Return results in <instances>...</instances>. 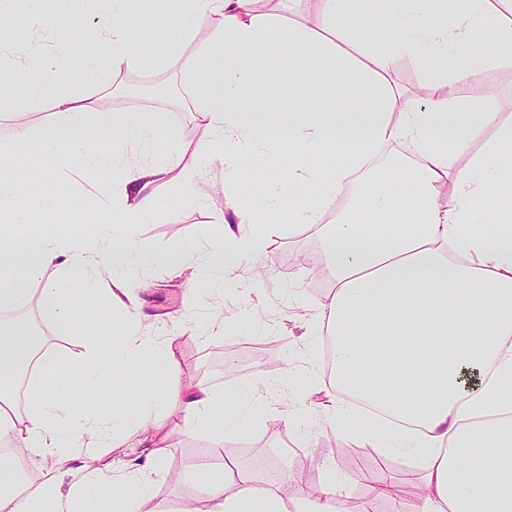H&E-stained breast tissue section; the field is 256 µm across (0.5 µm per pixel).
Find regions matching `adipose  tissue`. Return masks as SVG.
<instances>
[{
	"label": "adipose tissue",
	"instance_id": "adipose-tissue-1",
	"mask_svg": "<svg viewBox=\"0 0 512 512\" xmlns=\"http://www.w3.org/2000/svg\"><path fill=\"white\" fill-rule=\"evenodd\" d=\"M283 0H189L180 23L186 38H200L196 56L182 58L184 88L200 120L196 142L181 146L167 165L128 163L112 184V217L90 225L79 237L60 242L29 236L23 255L12 238L25 221L16 204L19 185L0 175V268L24 258L27 277L44 281L45 317L66 327L76 318L77 292L102 297L110 308L133 314L139 307L140 281L117 274L135 257L131 229L155 203L154 184L178 182L200 172L206 158L220 160L231 187L246 186L241 162L258 143L285 133L296 148L285 158L287 194L272 204L287 209L290 223L314 229L321 241L317 262L328 295L313 318L319 335L331 339L333 382L325 390L328 421L344 414V399L357 397L403 421L401 434L384 426L362 438L415 458L422 471L417 512H512V207L489 211L486 201L512 178V122L501 119V104L486 91L462 99L458 85L495 64L473 39L474 31L495 25L502 43L512 45V0H468L462 10H444L443 23L424 20L426 0H385L406 24L404 36L376 32L370 48L356 50L352 31L343 23L350 0H323L320 21L308 24L288 17ZM101 41L113 71L140 65L128 19L127 0H112L101 24L88 30ZM277 35L284 50L306 59L296 79L341 77L361 88L363 100L343 111L301 106L290 112L255 110L247 97L262 71L252 48ZM224 54V70L213 93L201 90L199 62L215 50ZM27 61V75L16 92L39 99L54 87L52 104L63 118L45 145L61 165L104 166L112 156L94 149L100 135L116 141L128 134L160 142L167 133L161 118L130 108L96 111L87 97L63 86L64 73L49 55L13 49L0 20V67L13 58ZM425 66L423 95H409L388 75L399 58ZM452 129V149L440 147L438 131ZM358 141V149L340 162L324 164L321 148L329 142ZM406 142L412 154L414 190L401 198L387 179L370 180L360 207L324 222L326 203L344 193L355 176L391 142ZM472 149L466 170H455L453 152ZM324 178H317L320 165ZM452 194H444L445 186ZM372 221L365 224L361 213ZM266 228L255 213L233 211L224 236L211 248L187 249L173 258L175 272L192 269L189 292L207 282L221 289L239 278L245 266L266 252ZM24 284L0 283V402L11 394L3 385L32 359L31 339L8 313L23 306ZM161 351L159 363L142 362L143 354ZM124 362L145 380L179 373L174 337H155L129 324L123 338L106 347L91 346L71 373L51 385L27 388L25 407L0 427V471L14 467V456L28 453L43 462L38 479L13 484L0 493V512H99L110 501L113 512H137L139 498L163 473L165 454L161 422L152 409L162 406L186 425L209 433L213 445L245 430L249 423L239 402L198 382L150 392L131 428L149 434L146 465L116 474L96 466L95 449L108 448L115 424L105 416L83 413L68 402L80 384L103 379L113 361ZM72 463V485L61 491L59 468ZM325 479L317 495L284 504L274 486H256L236 464L201 478L202 495L211 512H344L342 489L350 479L324 464Z\"/></svg>",
	"mask_w": 512,
	"mask_h": 512
}]
</instances>
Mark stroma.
<instances>
[{"label": "stroma", "instance_id": "35a3bbf8", "mask_svg": "<svg viewBox=\"0 0 512 512\" xmlns=\"http://www.w3.org/2000/svg\"><path fill=\"white\" fill-rule=\"evenodd\" d=\"M182 7L181 0H129L135 47L149 62L116 73L105 48L80 36L83 29L105 20L111 10L109 0H49L37 28L31 24L29 0H0V14L10 20L17 48L30 46L37 33H44V49L61 59L70 91L87 96L103 112L135 106L149 114H162L168 142L158 150L148 144L142 147L147 160L162 164L168 163L181 145L200 136L192 100L182 89L180 64L167 57L175 42L181 43L184 56L197 51V40L184 38L177 24ZM254 52L264 61L263 77L250 96L256 108L286 112L303 102L340 111L359 95L357 89L338 81L296 84L295 74L304 67L305 59L286 54L278 38L260 42ZM15 87L14 78L0 77V157L20 153L28 167L43 170L40 191L48 198L47 203L32 208L27 195L19 196L17 203L27 214L16 233L70 239L107 211L118 173L112 167H56L44 151L43 139L47 129L60 122V115L53 112L46 96L17 105ZM20 118L26 121L30 135L22 145L13 135ZM292 147L284 138L255 153L251 158L256 168L253 188L244 194L225 189L224 166L218 161L207 163L203 175L158 185L154 211L135 227L139 252L127 274L149 283L140 294L138 319L150 335L176 337L181 379L203 381L243 403L252 401L263 382H288L287 390L270 395L266 412L258 414L247 432L226 439L223 449L214 452L209 449L207 434L179 426L166 410H159V417L171 429L164 461L167 475L151 483L139 501L140 512H178L182 502L201 495L199 483L184 481L183 473L201 474L209 465L219 466L227 459L245 467L253 453L289 454L290 472L278 488L286 502L295 498L296 475L308 463L317 467L330 463L337 473L351 476L343 495L356 510L365 507L369 512H403L419 501L420 472L414 464L364 443L355 420L325 422L317 407L320 396L313 393L312 383L325 369L307 368L304 342L312 329L307 324L296 326L292 304V296L300 288L311 303L327 296L325 283L309 281L305 270L320 248L315 235L302 227H290L287 211L265 213L266 223L273 227L266 264L247 270L243 281L226 282L222 295L214 298L205 312L193 307L182 278L170 275L163 263L164 257L184 248L194 245L202 249L219 239L224 220L231 215L230 204L258 208L272 187L286 188L283 158ZM219 315L224 318V329L215 335L207 324ZM279 324L292 328V335L271 337V328ZM125 325V314L107 308L101 297L81 296L76 321L60 331V343L46 351L55 360L52 374L71 371L85 344L103 346L122 337ZM290 366L305 369V376L286 379ZM52 374L43 375V382H50ZM170 385L165 377L145 384L116 365L107 382L73 390L70 401L124 420L136 415L147 388L163 390ZM304 399L309 402L307 424L288 428L277 422V415ZM368 478L393 482L394 498L370 499L364 484Z\"/></svg>", "mask_w": 512, "mask_h": 512}]
</instances>
